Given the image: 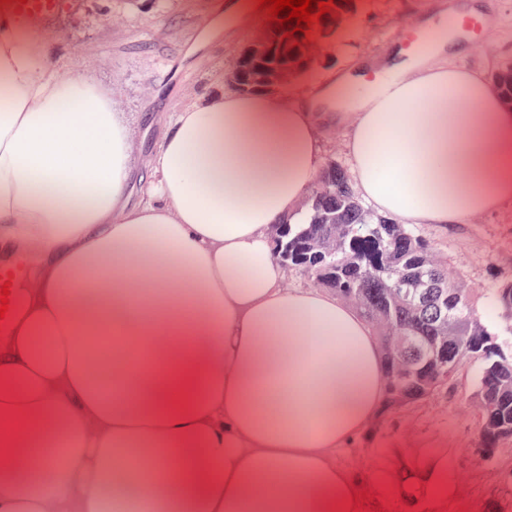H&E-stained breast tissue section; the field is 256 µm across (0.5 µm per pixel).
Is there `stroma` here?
<instances>
[{"instance_id":"35a3bbf8","label":"stroma","mask_w":512,"mask_h":512,"mask_svg":"<svg viewBox=\"0 0 512 512\" xmlns=\"http://www.w3.org/2000/svg\"><path fill=\"white\" fill-rule=\"evenodd\" d=\"M247 2V7L235 8L226 0H61L52 20L24 13L17 19L22 26L50 33L47 51L59 67L112 85L113 107L131 123L140 163L166 132L165 118L230 91L228 71L270 18L260 0ZM222 5L227 8L223 31L199 45ZM438 5L439 0H363L351 39L342 45L327 42L315 69L339 73L411 46L422 22L440 21ZM484 7L493 25L469 31L448 63L490 80L512 67V0H484ZM413 230L455 262L479 290L480 316L495 320L494 292L512 281V206L456 224H417ZM476 375L475 365L463 364L450 387L411 407L379 410L350 445L337 449V465L355 474L368 494L367 512H423V503L408 496L402 478L409 470L425 474L438 455L447 457L454 487L442 512H486L502 474L512 471V443L492 461L472 463L469 450L478 418L469 396ZM380 467L394 476L389 486L374 479Z\"/></svg>"}]
</instances>
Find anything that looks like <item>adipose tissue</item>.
I'll use <instances>...</instances> for the list:
<instances>
[{
  "mask_svg": "<svg viewBox=\"0 0 512 512\" xmlns=\"http://www.w3.org/2000/svg\"><path fill=\"white\" fill-rule=\"evenodd\" d=\"M456 15L366 62L375 82L185 108L139 185L111 88L0 0V260L36 272L0 334V512H355L333 453L384 401L380 346L333 293L284 287L271 226L297 218L334 123L375 213L512 201V107L444 64Z\"/></svg>",
  "mask_w": 512,
  "mask_h": 512,
  "instance_id": "ef3b65f1",
  "label": "adipose tissue"
}]
</instances>
